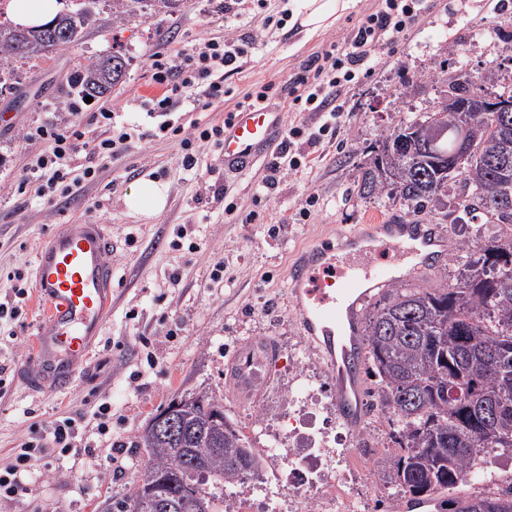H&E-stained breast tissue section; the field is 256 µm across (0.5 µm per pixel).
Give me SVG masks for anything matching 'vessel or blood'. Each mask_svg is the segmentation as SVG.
<instances>
[{
  "label": "vessel or blood",
  "mask_w": 512,
  "mask_h": 512,
  "mask_svg": "<svg viewBox=\"0 0 512 512\" xmlns=\"http://www.w3.org/2000/svg\"><path fill=\"white\" fill-rule=\"evenodd\" d=\"M283 129L282 114L276 109L245 107L233 112L224 123L225 170L240 172L264 160L281 140ZM442 239L433 224H372L337 245L308 248L290 266L288 280L299 299L301 328L328 358L339 382L336 412L345 423H356L361 412L354 397L359 393L362 347L354 332L342 330V323L357 314L371 292L394 284L392 267L382 257L386 249L403 248L421 276L441 263L437 246ZM111 253L112 238L101 224L69 225L38 250L34 288L44 315L35 356L22 375L31 391L69 389L80 360L103 336L112 310ZM278 359L279 349L272 341L244 342L230 364L235 398L258 399Z\"/></svg>",
  "instance_id": "1"
}]
</instances>
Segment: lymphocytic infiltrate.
Masks as SVG:
<instances>
[{"label":"lymphocytic infiltrate","mask_w":512,"mask_h":512,"mask_svg":"<svg viewBox=\"0 0 512 512\" xmlns=\"http://www.w3.org/2000/svg\"><path fill=\"white\" fill-rule=\"evenodd\" d=\"M416 14L411 0H383L382 6L351 29L343 41L326 44L320 55L310 62L309 74L293 80L294 103L302 105L304 111L321 113L324 121L317 127L286 126L277 155L269 166V175L256 189L257 197H265L278 184L283 169L297 171L303 168L307 159L305 147L316 146L325 136L335 132L343 116V106L338 102L341 91L371 71L377 50L403 35ZM255 45V39L236 35L233 26L229 25L223 39L203 40L175 52L153 53L149 58L152 78L163 92L152 99V111L173 112L185 104L200 111L208 110L225 94V70H237ZM94 120L99 133L91 137L87 134L80 109L74 106L69 110L66 123L41 125L24 131V138L40 140L47 145L30 166L38 197L70 195L78 184L96 177V166L77 165L80 149H88L90 157L105 159L126 147L131 140V133L114 132L110 110L101 109ZM50 435V440L45 442H28L16 453L13 463L0 470V501L25 493L21 473L32 457H45L55 452L74 457L81 455L73 420L56 424Z\"/></svg>","instance_id":"lymphocytic-infiltrate-1"}]
</instances>
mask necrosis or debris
I'll use <instances>...</instances> for the list:
<instances>
[{"instance_id": "obj_1", "label": "necrosis or debris", "mask_w": 512, "mask_h": 512, "mask_svg": "<svg viewBox=\"0 0 512 512\" xmlns=\"http://www.w3.org/2000/svg\"><path fill=\"white\" fill-rule=\"evenodd\" d=\"M288 439L295 451L271 472L276 493L260 495L236 485L228 500L231 512H364V503L349 491L353 478L368 467L358 428L310 427L289 431Z\"/></svg>"}]
</instances>
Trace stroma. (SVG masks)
<instances>
[{
  "mask_svg": "<svg viewBox=\"0 0 512 512\" xmlns=\"http://www.w3.org/2000/svg\"><path fill=\"white\" fill-rule=\"evenodd\" d=\"M375 0H354L335 25L307 35L296 23L263 28L261 17L247 14L235 25L242 34L263 30V43L240 73L225 77L228 94L204 112L180 108L173 125H223L242 97L262 84L278 88L277 109L289 123L317 125L316 112H296L288 85L324 45L340 39L370 13ZM224 0H181L168 13L138 18L123 28L88 29L78 47L30 61L5 60V70L29 83L32 96L13 106L0 93V302L14 298L15 272L32 282L37 251L68 224H103L112 234V314L105 337L79 365L76 384L63 392L34 394L19 374L33 357L41 323L35 298L22 305L18 318L0 323V367L6 386L0 391V467L9 465L14 448L45 438L52 425L73 418L81 444L91 456H56L30 461L23 478L26 494L0 504V512H113L144 468L147 454L134 436L171 399L208 392L224 399V412L257 450L270 447L274 430L285 429L288 403H303L308 389L319 391L322 428L336 425V382L319 367L297 373L296 358L308 338L301 330L288 267L297 255L366 224L390 217L391 208L359 199L357 182L368 147L424 112L440 98L448 78L465 68L495 71L512 86V5L507 0H424L420 15L405 34L377 51L370 73L344 95V120L333 138L310 149L302 172L288 174L264 202H256L267 162L246 175L224 171L219 148L198 160L204 181L182 166L180 139L149 136L161 121L148 111L154 84L149 56L204 38H222ZM462 45L461 55L449 54ZM129 60L125 79L83 108L91 119L100 107L112 110L115 128L144 132L120 154L100 161L98 178L65 198L37 197L27 186L29 167L44 145L21 136L22 129L61 124V90L73 68L112 52ZM155 181L168 189L164 210L150 218L130 214L129 189ZM233 200L237 214L225 213ZM256 212L254 223L241 215ZM270 338L281 351L256 406L232 397L228 364L247 340ZM110 406L108 433L98 429V410ZM263 410L268 429L253 427ZM124 468L102 473L110 458Z\"/></svg>",
  "mask_w": 512,
  "mask_h": 512,
  "instance_id": "stroma-1",
  "label": "stroma"
}]
</instances>
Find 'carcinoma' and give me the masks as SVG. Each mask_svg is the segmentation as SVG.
<instances>
[{
  "label": "carcinoma",
  "instance_id": "cac0c4a2",
  "mask_svg": "<svg viewBox=\"0 0 512 512\" xmlns=\"http://www.w3.org/2000/svg\"><path fill=\"white\" fill-rule=\"evenodd\" d=\"M180 0H111L112 25L171 10ZM98 21L96 12H62L52 21L23 29L0 21V54L30 59L64 50ZM129 61L120 52L97 58L70 76L78 97L99 98L126 76ZM482 112L440 111L416 116L383 137L357 184L362 199H386L413 214L443 205L448 158L465 133L475 157L465 169L457 208L497 224L500 234L482 244H456L463 269L438 288L402 284L364 319L371 373L378 378L376 401L399 423L403 453L391 459L390 480L402 497H430L453 490L465 474L479 471L476 448L489 444L512 452V129L496 126ZM410 130L414 139L394 160L388 143ZM182 416L184 437L161 439L143 429L136 447L148 461L138 479L153 477V499L181 492L177 512H224V484L245 483L241 465L260 462L242 432L224 419L223 398L195 394ZM497 407L493 423L480 415L483 403ZM451 512H512V486L504 496L452 498Z\"/></svg>",
  "mask_w": 512,
  "mask_h": 512
}]
</instances>
